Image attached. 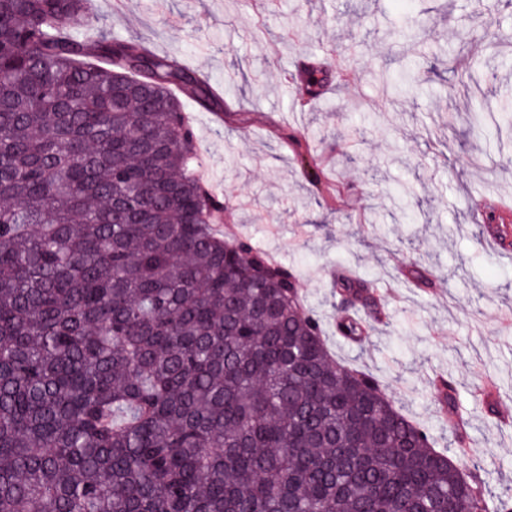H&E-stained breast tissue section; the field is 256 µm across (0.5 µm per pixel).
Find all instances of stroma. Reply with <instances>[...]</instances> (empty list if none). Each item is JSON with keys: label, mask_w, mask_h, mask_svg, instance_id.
Here are the masks:
<instances>
[{"label": "stroma", "mask_w": 512, "mask_h": 512, "mask_svg": "<svg viewBox=\"0 0 512 512\" xmlns=\"http://www.w3.org/2000/svg\"><path fill=\"white\" fill-rule=\"evenodd\" d=\"M100 27L147 38L224 89L227 116L186 108L199 174L229 201L227 239L247 237L294 270L337 360L384 385L461 446L487 503L512 485V231L488 229L480 204L512 209V131L469 133L467 115L512 106V0H90ZM99 27V28H100ZM356 80L300 107L289 76L331 51ZM413 62L422 84L379 108L378 76ZM303 131L346 185L329 203L283 134ZM373 281L385 313L364 346L337 336L329 282L338 266ZM452 377L455 403L439 395Z\"/></svg>", "instance_id": "obj_1"}]
</instances>
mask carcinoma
<instances>
[{
    "instance_id": "carcinoma-1",
    "label": "carcinoma",
    "mask_w": 512,
    "mask_h": 512,
    "mask_svg": "<svg viewBox=\"0 0 512 512\" xmlns=\"http://www.w3.org/2000/svg\"><path fill=\"white\" fill-rule=\"evenodd\" d=\"M88 23L87 0H0V512H487L477 470L332 358L296 275L213 233L183 99H224ZM342 74L306 66L301 100ZM416 85L382 75L388 101ZM333 292L363 343L371 284Z\"/></svg>"
}]
</instances>
